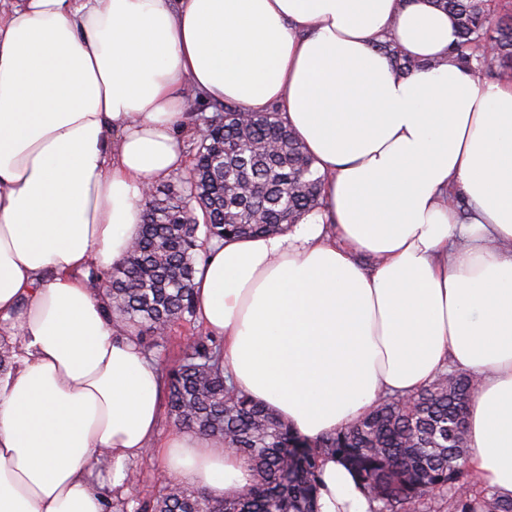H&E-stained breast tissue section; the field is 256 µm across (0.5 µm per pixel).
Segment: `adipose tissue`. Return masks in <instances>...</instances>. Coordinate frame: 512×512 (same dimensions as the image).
<instances>
[{"label":"adipose tissue","mask_w":512,"mask_h":512,"mask_svg":"<svg viewBox=\"0 0 512 512\" xmlns=\"http://www.w3.org/2000/svg\"><path fill=\"white\" fill-rule=\"evenodd\" d=\"M447 56L433 0H14L0 14V512H105L132 462L233 499L246 457L159 439L161 373L117 327L109 272L147 189L183 170L186 88L278 107L325 177L283 234L213 239L195 318L230 385L318 441L455 367L476 372L466 468L512 498V85L404 74L374 44ZM463 197L467 213L451 204ZM376 257L360 267L355 254ZM319 512H374L326 458Z\"/></svg>","instance_id":"adipose-tissue-1"}]
</instances>
